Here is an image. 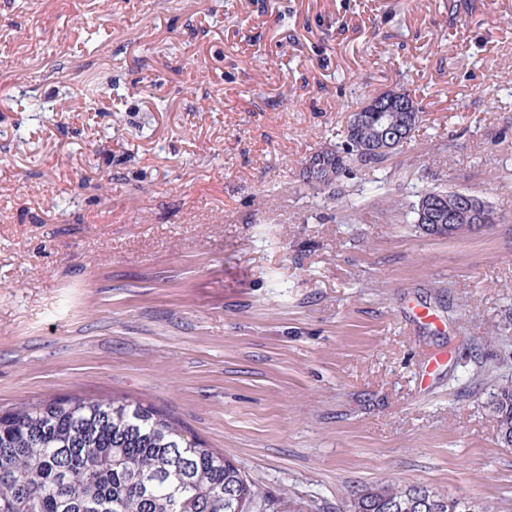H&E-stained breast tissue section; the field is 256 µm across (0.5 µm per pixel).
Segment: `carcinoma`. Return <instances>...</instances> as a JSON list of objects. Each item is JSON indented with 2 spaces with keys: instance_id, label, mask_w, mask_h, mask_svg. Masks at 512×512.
I'll return each instance as SVG.
<instances>
[{
  "instance_id": "cac0c4a2",
  "label": "carcinoma",
  "mask_w": 512,
  "mask_h": 512,
  "mask_svg": "<svg viewBox=\"0 0 512 512\" xmlns=\"http://www.w3.org/2000/svg\"><path fill=\"white\" fill-rule=\"evenodd\" d=\"M394 99L383 119L402 144L422 122L406 90L368 102ZM377 122L349 119L344 146L327 147L302 168L318 191L333 186L349 164L383 163L376 152ZM437 200L434 236L451 237L475 222L456 192L430 190ZM453 220H448V216ZM489 405L498 436L512 442V383L498 386ZM259 492L224 453L203 444L169 414L125 399L70 397L23 403L0 413V512H252ZM347 512H481L465 497L423 486L385 482L350 493Z\"/></svg>"
}]
</instances>
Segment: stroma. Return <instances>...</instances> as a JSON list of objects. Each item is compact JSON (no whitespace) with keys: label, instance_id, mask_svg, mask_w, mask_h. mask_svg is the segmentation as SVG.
<instances>
[{"label":"stroma","instance_id":"obj_1","mask_svg":"<svg viewBox=\"0 0 512 512\" xmlns=\"http://www.w3.org/2000/svg\"><path fill=\"white\" fill-rule=\"evenodd\" d=\"M399 89L411 141L305 185ZM435 188L497 223L422 234ZM511 380L512 0H0V411L153 406L263 512L386 480L512 512ZM489 405L495 414L498 436L505 444L512 442V383L499 385Z\"/></svg>","mask_w":512,"mask_h":512}]
</instances>
